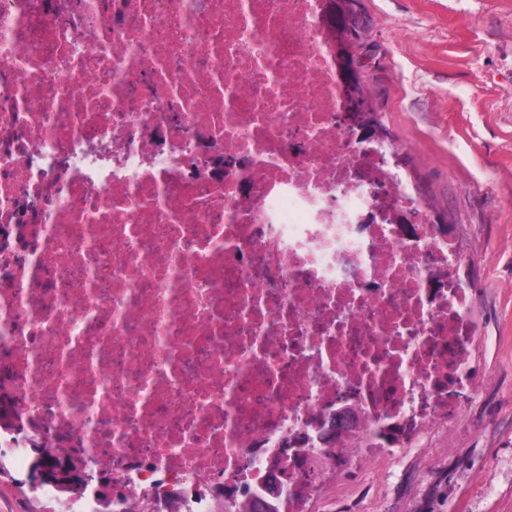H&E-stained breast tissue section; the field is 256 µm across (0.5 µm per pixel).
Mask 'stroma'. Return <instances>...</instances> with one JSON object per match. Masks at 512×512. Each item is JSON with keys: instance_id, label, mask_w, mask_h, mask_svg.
<instances>
[{"instance_id": "obj_1", "label": "stroma", "mask_w": 512, "mask_h": 512, "mask_svg": "<svg viewBox=\"0 0 512 512\" xmlns=\"http://www.w3.org/2000/svg\"><path fill=\"white\" fill-rule=\"evenodd\" d=\"M354 67L414 189L462 249L483 337L462 415L380 463L352 453L307 512H512V0H356ZM0 468V512H58Z\"/></svg>"}]
</instances>
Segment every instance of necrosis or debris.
Returning a JSON list of instances; mask_svg holds the SVG:
<instances>
[{
    "instance_id": "4bbe7bcc",
    "label": "necrosis or debris",
    "mask_w": 512,
    "mask_h": 512,
    "mask_svg": "<svg viewBox=\"0 0 512 512\" xmlns=\"http://www.w3.org/2000/svg\"><path fill=\"white\" fill-rule=\"evenodd\" d=\"M330 0H0V456L305 512L460 412L481 326Z\"/></svg>"
}]
</instances>
